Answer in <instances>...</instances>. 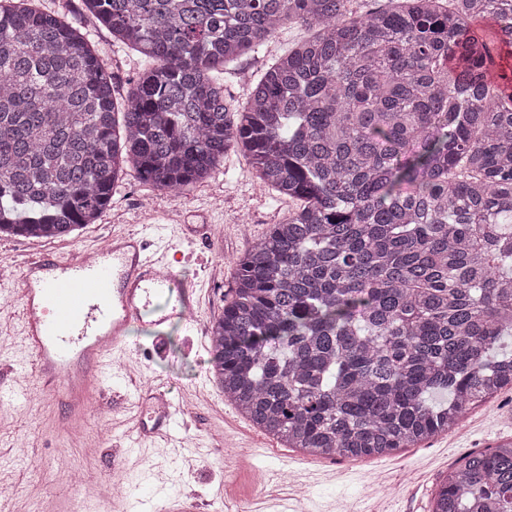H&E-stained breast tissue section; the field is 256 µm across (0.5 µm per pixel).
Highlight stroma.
I'll return each instance as SVG.
<instances>
[{
	"label": "stroma",
	"instance_id": "35a3bbf8",
	"mask_svg": "<svg viewBox=\"0 0 512 512\" xmlns=\"http://www.w3.org/2000/svg\"><path fill=\"white\" fill-rule=\"evenodd\" d=\"M44 11L80 23L112 71L118 96H126L140 68L139 55L114 43L85 12L82 0H40ZM280 43L242 56L224 68V90L244 100L240 72L260 73ZM256 182L248 159L232 152L222 170L173 200L125 177L112 191L99 223L53 240L0 239V486L16 491L9 512H107L98 496L112 480L135 487L132 512H159L169 497L193 492L218 512H428L432 494L447 472L469 451L512 436V422L499 409L512 407V390L472 411L453 433L439 435L388 458L336 462L285 448L259 433L224 400L212 379L203 331L220 316L235 279V260L294 210ZM204 224H219L224 235L208 244L196 235ZM141 231L149 241L169 243L176 287L156 302L176 303L178 284L191 280L201 290L197 319L201 332L175 324L166 329L163 350L154 336L132 335V345L113 357L137 381L163 385L170 398L186 403L189 425L171 444H142L128 451L121 436L129 412L122 403L104 409L78 433L59 432L58 410L32 375L14 371L25 357L16 288L24 260L36 253L89 250L115 232Z\"/></svg>",
	"mask_w": 512,
	"mask_h": 512
}]
</instances>
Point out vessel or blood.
I'll use <instances>...</instances> for the list:
<instances>
[{"label":"vessel or blood","mask_w":512,"mask_h":512,"mask_svg":"<svg viewBox=\"0 0 512 512\" xmlns=\"http://www.w3.org/2000/svg\"><path fill=\"white\" fill-rule=\"evenodd\" d=\"M173 280L167 247L149 252L135 231L112 234L109 246L94 249L88 261L49 252L25 261L18 296L25 342L41 388L63 409L65 430L102 410L93 394L111 373L113 349L128 345L131 330L143 323L144 310ZM197 307L195 289H184L180 305L159 315L152 326L159 331L172 321L195 323ZM127 395L155 410L152 422L134 426L137 441L173 438L176 420L187 415L162 385L137 383ZM209 507L208 501L194 497H171L162 509L208 512Z\"/></svg>","instance_id":"1"}]
</instances>
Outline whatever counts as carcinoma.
I'll list each match as a JSON object with an SVG mask.
<instances>
[{
  "mask_svg": "<svg viewBox=\"0 0 512 512\" xmlns=\"http://www.w3.org/2000/svg\"><path fill=\"white\" fill-rule=\"evenodd\" d=\"M142 57L118 100L86 34L0 0V237L96 224L129 175L181 197L231 149L296 202L237 260L213 378L260 432L336 460L459 428L512 386V0H83ZM291 25L248 82L224 66ZM431 512H512V441Z\"/></svg>",
  "mask_w": 512,
  "mask_h": 512,
  "instance_id": "carcinoma-1",
  "label": "carcinoma"
}]
</instances>
